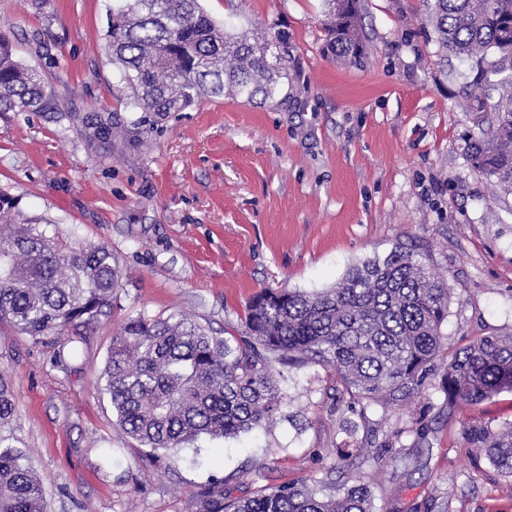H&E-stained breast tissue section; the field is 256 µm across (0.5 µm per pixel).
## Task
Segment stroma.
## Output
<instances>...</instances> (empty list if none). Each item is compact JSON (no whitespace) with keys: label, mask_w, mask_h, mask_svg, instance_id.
Masks as SVG:
<instances>
[{"label":"stroma","mask_w":512,"mask_h":512,"mask_svg":"<svg viewBox=\"0 0 512 512\" xmlns=\"http://www.w3.org/2000/svg\"><path fill=\"white\" fill-rule=\"evenodd\" d=\"M109 0H0V36L45 79L44 112H0V191L50 233L104 244L122 274L109 317L86 329L78 358L0 324V376L16 394L11 433L45 493V512H220L201 486L235 497L340 472L343 441L386 436L361 477L374 512H512V494L474 458L465 432L512 423V392L448 409L427 388L403 410L368 411L352 437L327 373L285 375L274 422L178 451L141 447L117 423L101 375L128 318L180 314L214 332L240 328L260 289L316 292L352 264L417 244L450 288V349L512 333V195L475 170L480 134L464 88L468 64L443 57L424 0H361L371 45L353 66L326 51L327 0H201L216 21L287 29L290 98L249 104L209 98L147 122L127 140L85 137L67 113L130 120L126 88L105 51ZM424 416L425 438L403 431ZM117 450L114 462L102 459Z\"/></svg>","instance_id":"1"}]
</instances>
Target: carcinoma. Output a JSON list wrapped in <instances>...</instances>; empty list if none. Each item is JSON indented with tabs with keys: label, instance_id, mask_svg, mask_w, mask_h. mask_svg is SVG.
<instances>
[{
	"label": "carcinoma",
	"instance_id": "cac0c4a2",
	"mask_svg": "<svg viewBox=\"0 0 512 512\" xmlns=\"http://www.w3.org/2000/svg\"><path fill=\"white\" fill-rule=\"evenodd\" d=\"M442 49L468 61L475 75L469 107L492 113L489 136L471 138L472 167L512 194V0H426ZM327 50L351 64L369 56L360 34V0H328ZM105 50L123 74L126 107L161 118L204 98L225 95L248 103L288 101V34L251 31L215 22L200 0H112ZM487 87L485 103L474 92ZM41 72L25 65L0 37V112H44ZM69 121L106 143L125 125L110 114ZM121 274L105 244L61 242L25 218L19 201L0 192V323L37 341L66 336L79 354L82 329L112 306ZM447 283L429 254L396 245L384 258L351 267L320 292L263 288L247 306L241 328L215 336L172 315L127 319L112 336L102 376L122 429L156 450L184 448L203 436L234 438L271 423L287 398L276 366L313 364L329 373L346 410H398L422 393L444 368L438 390L452 409L512 391V336H482L448 351ZM15 389L0 376V512H45L42 487L25 451L10 443ZM468 440L493 470L512 478V425L470 429ZM340 460L361 467L378 462L366 448H339ZM325 495L305 479L233 498L204 488L223 512H374L369 486Z\"/></svg>",
	"mask_w": 512,
	"mask_h": 512
}]
</instances>
